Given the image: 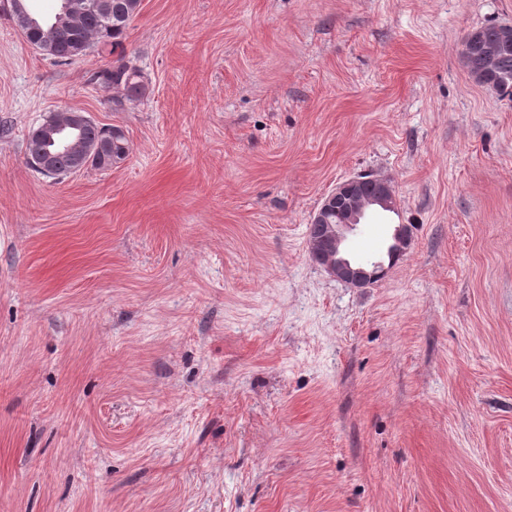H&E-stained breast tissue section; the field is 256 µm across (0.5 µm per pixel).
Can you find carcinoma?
Returning <instances> with one entry per match:
<instances>
[{"instance_id":"obj_1","label":"carcinoma","mask_w":512,"mask_h":512,"mask_svg":"<svg viewBox=\"0 0 512 512\" xmlns=\"http://www.w3.org/2000/svg\"><path fill=\"white\" fill-rule=\"evenodd\" d=\"M141 0H112V22H104L93 10L79 13L75 18L33 33L40 43L52 48L50 59L65 65L81 58L93 47L110 51L115 55L112 64L94 73V80L104 91L115 90L127 101L145 96L148 81L142 70L126 60L123 38L134 17L139 12ZM480 45L463 49L464 66L469 76L480 86L501 95L512 96V39L501 43L500 24L489 23L480 27ZM107 128L97 124L83 127L80 141L70 152L56 156L55 166L70 169L74 157L89 143H103V154L94 167L107 169L126 160L129 155L128 140L121 136L107 141ZM44 147V140L35 129L26 142L27 158H36Z\"/></svg>"}]
</instances>
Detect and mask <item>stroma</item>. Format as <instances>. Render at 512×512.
Segmentation results:
<instances>
[{
  "mask_svg": "<svg viewBox=\"0 0 512 512\" xmlns=\"http://www.w3.org/2000/svg\"><path fill=\"white\" fill-rule=\"evenodd\" d=\"M489 22L512 0H142L130 102L0 11V512H512V99L461 59ZM67 112L128 158L34 172ZM361 173L397 211L348 234L388 265L353 288L308 224Z\"/></svg>",
  "mask_w": 512,
  "mask_h": 512,
  "instance_id": "1",
  "label": "stroma"
}]
</instances>
